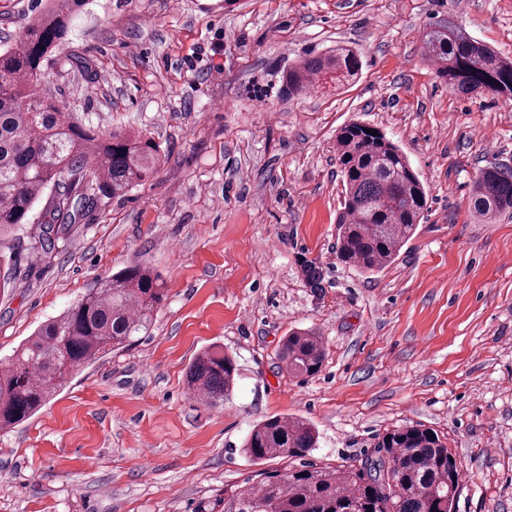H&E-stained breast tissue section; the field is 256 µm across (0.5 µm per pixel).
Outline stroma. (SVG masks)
<instances>
[{
  "label": "stroma",
  "mask_w": 512,
  "mask_h": 512,
  "mask_svg": "<svg viewBox=\"0 0 512 512\" xmlns=\"http://www.w3.org/2000/svg\"><path fill=\"white\" fill-rule=\"evenodd\" d=\"M36 14L0 0V49ZM435 16L512 59V0H88L42 88L94 129L149 132L165 159L99 197L51 262L20 247L0 264V361L126 267L159 273L166 299L148 335L0 431V512H195L287 468L241 451L276 415L316 427L310 460L327 467L389 429L432 428L461 465L455 512H512V217L471 212L481 170L512 166V102L441 82L422 56ZM339 42L361 57L355 81L283 94L284 67ZM352 121L398 144L429 195L374 274L336 258V134ZM294 329L322 338L314 376L277 367ZM212 345L239 366L217 406L186 392Z\"/></svg>",
  "instance_id": "1"
}]
</instances>
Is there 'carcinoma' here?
Returning <instances> with one entry per match:
<instances>
[{"label": "carcinoma", "instance_id": "obj_1", "mask_svg": "<svg viewBox=\"0 0 512 512\" xmlns=\"http://www.w3.org/2000/svg\"><path fill=\"white\" fill-rule=\"evenodd\" d=\"M86 0H50L0 51V249L26 232V250L51 261L82 211L101 194L117 196L157 171L160 145L143 133L96 132L42 92L43 63L68 33ZM424 58L448 88L489 93L512 101V61L445 18L426 25ZM361 70L360 56L346 46L309 55L283 73L285 92L302 95L313 86L342 85ZM351 122L336 135L344 186L336 222V258L364 273L390 265L428 211V192L407 155L382 131L371 135ZM43 221L27 228L46 189ZM473 210L485 220L512 213V166L493 163L475 180ZM309 287H322L318 263L300 258ZM165 297L158 274L129 268L102 281L58 317L41 325L6 363H0V429L29 419L70 376L102 355L119 351L149 330ZM280 371L310 377L325 359L322 339L293 331L276 354ZM238 367L216 346L202 351L186 375L188 393L211 406L235 389ZM318 434L307 421L274 416L248 432L243 453L254 461L295 462L268 470L259 480L224 490L200 512H454L460 465L445 437L421 424L387 431L372 451L337 469L307 460Z\"/></svg>", "mask_w": 512, "mask_h": 512}]
</instances>
